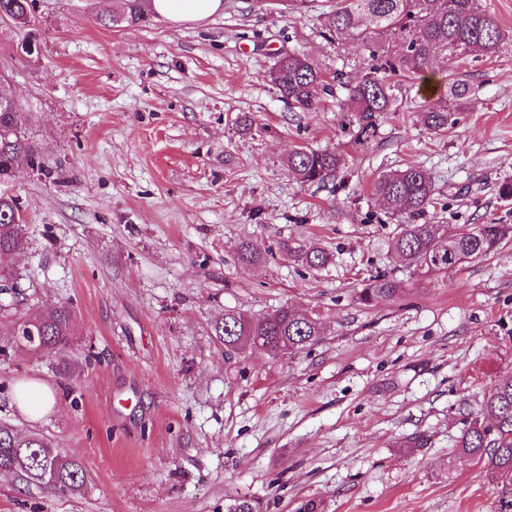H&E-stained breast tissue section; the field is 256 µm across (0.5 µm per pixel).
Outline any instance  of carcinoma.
Listing matches in <instances>:
<instances>
[{
  "mask_svg": "<svg viewBox=\"0 0 512 512\" xmlns=\"http://www.w3.org/2000/svg\"><path fill=\"white\" fill-rule=\"evenodd\" d=\"M121 6L100 17L114 26L140 25L147 21L141 0H120ZM27 0H0V22L13 23L35 36V15H27ZM329 35H348L367 53L364 74L347 87L353 103L358 144L377 135L384 114L393 111L400 77L413 79L425 72L441 55L448 60L462 57L491 58L503 47L505 33L482 5V0H336V9L325 19ZM398 40L395 53L386 43ZM280 98L300 112H312L320 95L331 91L318 64L293 51L278 57L272 70ZM470 97L469 87L457 83L437 101L424 105L420 121L426 130L442 134L457 123V112ZM28 113L0 112V185L11 179L13 166L26 159L36 168L41 162L26 133ZM344 164L336 151L299 148L288 157V171L304 185H319L336 174ZM371 192L391 216L407 215L400 225L393 248L412 273L424 279L448 274L460 264L494 251L512 240V224H479L475 227L417 222L433 202L435 185L431 173L420 166L388 172L372 182ZM27 246L25 225L20 220L17 199L0 191V258ZM301 263L323 268L331 256L321 248L297 251ZM15 285L13 295L0 311L26 298L22 277L1 265L0 282ZM396 281L376 275L357 292L363 305L385 301L395 295ZM74 317L73 305L62 301L48 311L33 310L20 318L32 327L38 339L19 343L26 351L53 355L69 342ZM212 333L228 348L251 347L273 356L293 354L314 343L323 334L319 318L282 306L257 317L227 310L215 321ZM459 454L486 459L489 481L499 492L502 512H512V378L501 380L483 396L479 411L458 436ZM0 473L18 477L27 485L59 491H77L85 483L84 466L77 459L57 451L37 433L22 434L0 423Z\"/></svg>",
  "mask_w": 512,
  "mask_h": 512,
  "instance_id": "obj_1",
  "label": "carcinoma"
}]
</instances>
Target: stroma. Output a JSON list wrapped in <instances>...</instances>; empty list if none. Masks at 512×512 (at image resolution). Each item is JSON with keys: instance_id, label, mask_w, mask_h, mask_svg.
Returning <instances> with one entry per match:
<instances>
[{"instance_id": "obj_1", "label": "stroma", "mask_w": 512, "mask_h": 512, "mask_svg": "<svg viewBox=\"0 0 512 512\" xmlns=\"http://www.w3.org/2000/svg\"><path fill=\"white\" fill-rule=\"evenodd\" d=\"M101 0H40V50L0 23V73L24 105L45 172L19 165L8 185L29 243L8 257L40 306L71 301L57 357L14 348L0 316V422L80 459L75 492L0 475V512H500L485 461L454 445L468 411L512 377V242L433 280L392 249L400 217L370 193L379 175L429 170L433 224H512L498 185L512 177V46L494 58L433 60L434 95L467 84L477 108L437 135L419 122V81L397 87L378 135L351 139L346 83L364 51L327 36L336 0H224L197 24L152 17L102 24ZM296 51L344 86L296 112L271 82ZM255 126L242 131V116ZM345 164L324 184L288 171L296 149ZM262 258L243 264L240 242ZM325 248L311 269L294 249ZM387 301L359 304L377 274ZM318 314L301 352L225 351L214 321L282 306ZM65 361L72 377L60 375ZM38 379L56 407L28 421L15 385ZM424 434L422 448L406 447ZM396 281L388 275H376L366 281L357 292V298L363 305H372L375 302L385 301L395 295Z\"/></svg>"}]
</instances>
